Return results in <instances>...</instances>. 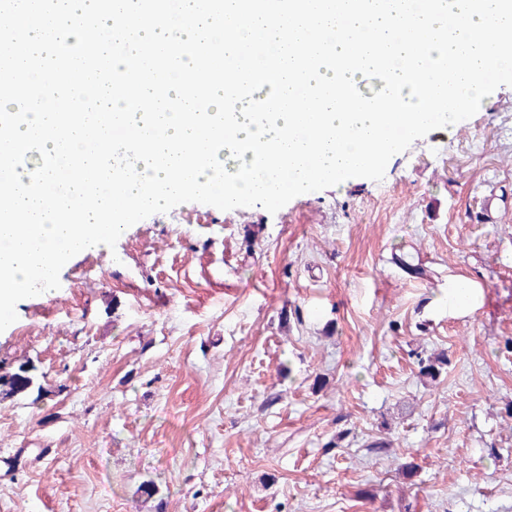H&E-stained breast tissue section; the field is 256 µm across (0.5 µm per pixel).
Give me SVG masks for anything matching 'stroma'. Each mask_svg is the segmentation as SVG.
<instances>
[{
  "mask_svg": "<svg viewBox=\"0 0 512 512\" xmlns=\"http://www.w3.org/2000/svg\"><path fill=\"white\" fill-rule=\"evenodd\" d=\"M60 281L0 332L37 384L0 512H512V87L382 181L184 203Z\"/></svg>",
  "mask_w": 512,
  "mask_h": 512,
  "instance_id": "1",
  "label": "stroma"
}]
</instances>
